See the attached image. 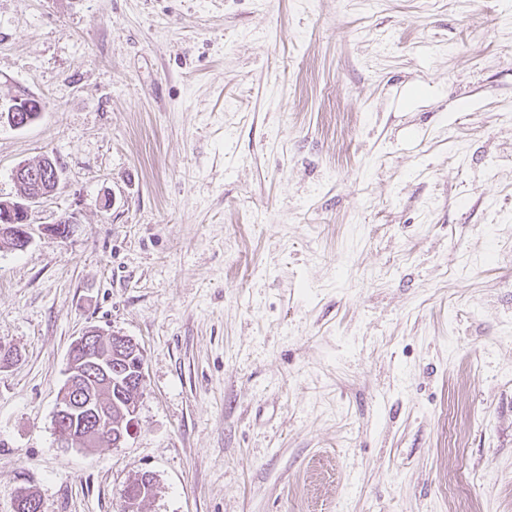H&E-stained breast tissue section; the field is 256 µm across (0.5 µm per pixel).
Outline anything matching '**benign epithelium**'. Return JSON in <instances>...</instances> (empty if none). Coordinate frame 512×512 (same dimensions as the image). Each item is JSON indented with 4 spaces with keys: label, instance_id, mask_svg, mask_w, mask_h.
Masks as SVG:
<instances>
[{
    "label": "benign epithelium",
    "instance_id": "benign-epithelium-1",
    "mask_svg": "<svg viewBox=\"0 0 512 512\" xmlns=\"http://www.w3.org/2000/svg\"><path fill=\"white\" fill-rule=\"evenodd\" d=\"M43 103L36 97L20 94L11 104L0 109V124L23 128L36 119ZM14 179L19 187V197L12 201H0V245L13 250H23L32 241L31 226L34 207L56 193L60 172L50 157L36 164H20L14 170ZM72 220L60 217L53 224L40 225L41 233L64 240L70 232ZM78 359H69L65 389L73 392L88 380L94 382L90 392L80 394L76 400L56 407L54 424L63 435L66 444L96 447L104 441L114 447L124 443L133 434L137 422L139 396L144 381V366L135 362L133 373L126 384L135 388V394L124 404L121 413L128 421L127 431L117 440H112V404L103 400L100 392L112 394V354L134 356L141 353L139 345L130 337L118 332H107L97 327L86 329L72 345Z\"/></svg>",
    "mask_w": 512,
    "mask_h": 512
}]
</instances>
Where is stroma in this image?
<instances>
[{"instance_id": "stroma-1", "label": "stroma", "mask_w": 512, "mask_h": 512, "mask_svg": "<svg viewBox=\"0 0 512 512\" xmlns=\"http://www.w3.org/2000/svg\"><path fill=\"white\" fill-rule=\"evenodd\" d=\"M0 512H512V0H0ZM73 219L58 240L39 227ZM141 348L67 446L73 342ZM43 103L36 97L20 94L11 100L6 108H0V124H7L13 128H23L36 119V112H41ZM14 179L19 187L18 199L0 201V245L23 250L32 241L33 209L56 193L60 172L53 159L44 157L37 164L18 165ZM103 346H107L104 351ZM73 356L78 355V360L73 357L69 359V367L66 373L65 389L73 392L78 390L83 382L88 379L94 382V387L91 388L90 394L83 391L79 394L77 400L68 402L65 405H57L54 424L57 431L63 437L66 445L80 444L85 447H98L103 441H109L113 447H119L131 436L136 426L137 413L139 407L138 393L141 392L144 381V366L137 360L134 362L135 367L133 373L127 377L125 383L128 386H136L132 392L133 395L127 400V390L122 388L118 391L122 397L112 392V378L118 380L127 368L124 363L117 362L115 358H122L124 354L132 352L128 360L136 355H140L141 350L139 345L130 337L120 334L119 332H106L97 327L86 329L81 336H79L72 345ZM112 351L115 358H112ZM121 356H116L119 354ZM122 353V354H121ZM133 366V361L130 363ZM116 366L120 367L117 371ZM100 391L106 392L112 404L105 402ZM137 393V394H136ZM124 408L121 413L124 415L123 428L126 434L121 435L116 441H112V418L117 420L119 418V407H122L124 401ZM85 415L86 421L81 420L78 429L77 418ZM71 421L73 423H71ZM107 433V434H103ZM152 477H150L149 474H142L140 477L135 478L132 482H130L125 489L123 490V493L121 495V505L120 510L121 512H127L125 511L124 504L127 499L130 498H138L141 496L140 499V505L141 503L148 497H150L154 493V483H153Z\"/></svg>"}]
</instances>
